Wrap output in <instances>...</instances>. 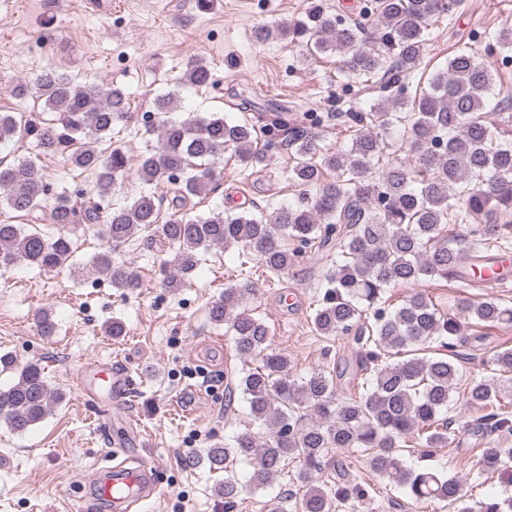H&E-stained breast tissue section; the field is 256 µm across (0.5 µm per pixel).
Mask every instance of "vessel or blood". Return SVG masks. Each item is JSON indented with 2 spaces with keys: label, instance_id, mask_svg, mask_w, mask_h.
<instances>
[{
  "label": "vessel or blood",
  "instance_id": "vessel-or-blood-1",
  "mask_svg": "<svg viewBox=\"0 0 512 512\" xmlns=\"http://www.w3.org/2000/svg\"><path fill=\"white\" fill-rule=\"evenodd\" d=\"M131 382L128 373L118 366L89 362L83 369L81 392L90 405H108L113 398L125 396ZM91 484L94 501L110 503L113 512H134L157 494L160 474L154 466L114 471L98 465L93 469Z\"/></svg>",
  "mask_w": 512,
  "mask_h": 512
}]
</instances>
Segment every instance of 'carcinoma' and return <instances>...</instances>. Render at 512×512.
Masks as SVG:
<instances>
[{
    "mask_svg": "<svg viewBox=\"0 0 512 512\" xmlns=\"http://www.w3.org/2000/svg\"><path fill=\"white\" fill-rule=\"evenodd\" d=\"M460 0H368L362 23H347L321 4L305 17L275 26L258 25L259 41L286 40L302 48L310 62L319 55L339 57L344 71L380 93L369 111L340 112L336 119L350 135L348 150L320 147L303 127L306 117L257 114L229 122L218 113L183 121L163 119L155 126L160 147L141 155L137 171L148 185L124 205L105 204L130 159L119 147H101L112 139L116 125L129 118L130 102L120 87H88L71 75L49 67L39 75L37 96L54 119L47 125L20 122L11 112L0 113V143L31 138L39 155L68 152L72 167L94 177L93 193L78 202L55 195L50 209L43 203L51 192L43 168L33 158L0 169V206L31 223L0 222V268L25 264L45 272L62 270L73 254L71 232L77 228L105 236L112 247L95 254L90 266L112 287L133 291L136 274L115 252L141 231L168 244L171 259L166 287H183L200 263L201 250L235 246L255 256L266 270L282 274L299 263L302 250L313 246L329 252L325 286L312 315L322 336L348 335L365 340L356 369L369 370L363 392L337 400L336 375L315 370L295 379L288 359L270 346L268 324L246 308L253 293L245 280L224 289L209 307V318L231 335L237 355L259 358L261 366L241 372L227 384L249 404L261 422L263 435L242 432L224 444H214L189 464L204 462L211 472L224 473L215 487L227 510L247 489L262 491L278 479L285 463L299 460L301 512H330L343 490L314 484L334 448L362 450L370 468L390 485L402 488L418 502H445L457 512H512V498L490 497L467 505L466 482L430 467L409 468L403 453L430 457L452 443L455 420L447 417L458 380L457 344L473 327L512 323V306L494 298L464 300L460 313L439 310L423 291L405 296L391 307L383 296L391 287L432 280L476 281L484 267V250H512V147L501 143L503 127L512 116L491 120V71L464 49L448 57L425 88L412 91L407 78L424 59L430 27L442 16L453 17ZM512 50V27L502 29L490 53ZM213 73L201 60L183 73L181 82L196 87L212 84ZM403 131L414 162L386 152L391 133ZM278 143L295 154L291 175L303 188L297 203L270 212L254 205L238 212L212 210L194 214L191 199L219 187L214 164L232 151L243 168H254L271 157ZM47 222L58 233L49 236L37 225ZM472 224L475 242L456 248L458 228ZM435 342L442 356L399 359L409 348ZM485 365L494 376L467 387L466 406L483 412L465 422L472 433L489 430L497 438L482 450L485 471L512 463V447L500 437L512 434V415L497 412L512 400V348L496 352ZM44 368L31 362L18 378L0 388V418L15 433H25L63 401ZM252 470L239 482L236 464Z\"/></svg>",
    "mask_w": 512,
    "mask_h": 512,
    "instance_id": "obj_1",
    "label": "carcinoma"
}]
</instances>
